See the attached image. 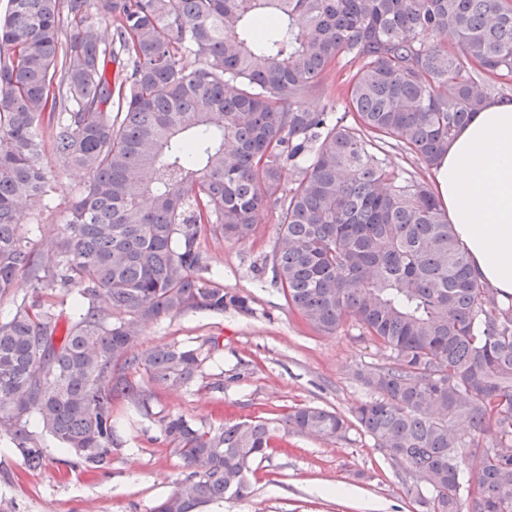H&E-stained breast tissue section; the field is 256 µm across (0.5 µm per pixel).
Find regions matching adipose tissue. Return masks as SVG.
<instances>
[{"instance_id":"adipose-tissue-1","label":"adipose tissue","mask_w":512,"mask_h":512,"mask_svg":"<svg viewBox=\"0 0 512 512\" xmlns=\"http://www.w3.org/2000/svg\"><path fill=\"white\" fill-rule=\"evenodd\" d=\"M436 193L472 266L499 299L512 296V101L488 99L449 142Z\"/></svg>"}]
</instances>
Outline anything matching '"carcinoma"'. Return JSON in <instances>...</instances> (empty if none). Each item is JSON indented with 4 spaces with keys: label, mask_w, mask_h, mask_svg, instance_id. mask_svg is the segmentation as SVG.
Masks as SVG:
<instances>
[{
    "label": "carcinoma",
    "mask_w": 512,
    "mask_h": 512,
    "mask_svg": "<svg viewBox=\"0 0 512 512\" xmlns=\"http://www.w3.org/2000/svg\"><path fill=\"white\" fill-rule=\"evenodd\" d=\"M341 63L344 113L307 109ZM510 76L512 0H7L0 294L20 274L32 293L0 321V438L41 469L33 417L66 466L108 468L115 402L147 413L145 381L187 387L203 362L137 337L188 310L253 313L201 282L200 238L246 240L270 210L264 263L288 305L325 335L357 321L384 360L356 372L367 397L348 417L303 406L208 430L162 417L184 471L153 512L245 498L275 432L332 441L353 423L424 478L422 512H512V299L478 279L429 184L389 162L437 167L488 80ZM47 147L88 181L36 252L21 220L39 223L52 195ZM70 290L64 321L54 298Z\"/></svg>",
    "instance_id": "obj_1"
}]
</instances>
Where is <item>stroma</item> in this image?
Masks as SVG:
<instances>
[{
    "mask_svg": "<svg viewBox=\"0 0 512 512\" xmlns=\"http://www.w3.org/2000/svg\"><path fill=\"white\" fill-rule=\"evenodd\" d=\"M41 164L54 193L31 233L39 249L57 237L87 182L52 152L42 154ZM277 233L275 214L265 211L248 240L202 238L209 264L203 281L250 296L254 312L196 310L147 326L138 348L176 343L201 348L205 360L190 387H153L149 413L116 405L120 445L107 469L66 467L69 452L37 425L31 431L46 454L40 470L24 469L17 451L0 441V512H151L175 490L182 471L181 460L162 441L161 417L181 414L206 429L271 419L302 405L345 415L364 399L355 371L379 362L378 348L355 321L323 335L288 307L271 272L262 268ZM403 480L358 427L336 442L280 435L258 463L249 497L199 512H420Z\"/></svg>",
    "mask_w": 512,
    "mask_h": 512,
    "instance_id": "stroma-1",
    "label": "stroma"
}]
</instances>
